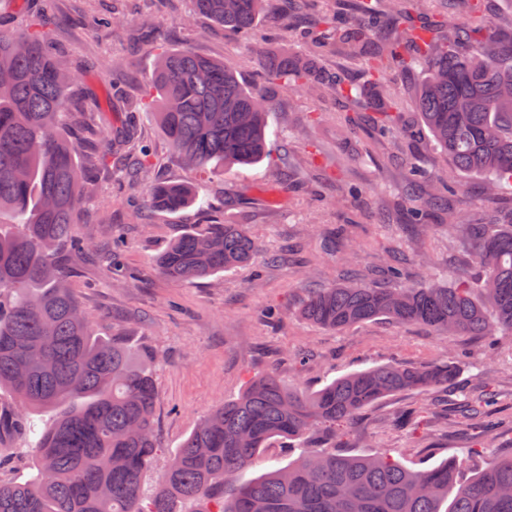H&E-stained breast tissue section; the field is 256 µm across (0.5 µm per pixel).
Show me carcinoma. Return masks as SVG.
<instances>
[{
	"label": "carcinoma",
	"instance_id": "1",
	"mask_svg": "<svg viewBox=\"0 0 512 512\" xmlns=\"http://www.w3.org/2000/svg\"><path fill=\"white\" fill-rule=\"evenodd\" d=\"M191 2L194 14L247 34L266 0ZM381 2L357 0L351 19L323 18L318 38L305 40L302 53L263 52L270 85L317 88L335 98L347 128L368 126L388 139L408 128L385 77L423 63L427 73L410 109L453 171L448 183L408 209L412 222L425 224L443 195L460 194L462 175L486 177L485 199L498 198L512 187V46H503L479 4L460 26L449 24L443 10L407 25L415 0H391L394 28L380 38ZM325 50L363 62V85L326 70L320 63ZM73 81L42 29L0 30V212L23 218L16 231L0 233V389H9L27 413L56 410L44 430L26 421L37 455L24 481H0V512H512V454L462 482L457 462L415 469L385 454L302 448L287 466L240 480L275 439L334 434L388 396L448 386L456 376L448 361L372 366L312 392L273 374L259 376L213 409L161 480L149 483L162 451L154 428V369L116 339L94 335L66 282L61 249L76 256L86 247L71 233L86 198L84 174L77 145L58 122L70 109ZM151 87L138 111L152 114L172 149L201 176L222 177L267 155L272 90L246 88L224 63L188 47L159 54ZM134 141L130 125L105 137L89 162H105L113 148ZM149 198L176 213L197 201V191L153 181ZM446 215L451 230L475 242L483 298L462 273L452 285L418 288L338 283L312 292L300 314L334 330L384 318L441 335L512 332V213L490 212L472 224L450 207ZM257 251L242 225L211 224L169 244L156 267L188 281L246 265ZM379 272L389 282L401 279V259Z\"/></svg>",
	"mask_w": 512,
	"mask_h": 512
}]
</instances>
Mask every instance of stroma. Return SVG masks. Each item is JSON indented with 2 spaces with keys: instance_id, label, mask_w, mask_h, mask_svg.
Here are the masks:
<instances>
[{
  "instance_id": "obj_1",
  "label": "stroma",
  "mask_w": 512,
  "mask_h": 512,
  "mask_svg": "<svg viewBox=\"0 0 512 512\" xmlns=\"http://www.w3.org/2000/svg\"><path fill=\"white\" fill-rule=\"evenodd\" d=\"M290 0H269L248 36L191 15L189 0H0V27L33 20L75 70L76 102L92 106L71 124L83 148L101 145L140 101L157 53L184 45L224 62L245 87H266L255 47L299 50L307 31L328 12L351 16L356 0H305L291 17ZM272 142L255 166L204 179L174 154L145 112L136 142L153 161L132 175L120 159L89 171L90 199L74 226L91 248L71 260L70 285L99 336L115 337L154 359L155 429L163 448L153 477L212 409L237 397L259 375L275 373L291 387L315 391L343 374L374 365L448 360L457 375L448 389L408 392L362 410L337 437L316 434L314 446L352 454L385 453L413 468L476 454L477 469L512 454V332L493 339L439 336L420 325L366 321L342 331L319 327L296 309L316 288L341 282L350 270L370 278L395 256L405 258L402 286L453 281L457 270L482 279L470 248L442 216L432 228L409 224L400 204L448 180L449 158L425 132L379 141L343 126L334 101L313 89L278 90L268 114ZM426 173L417 189L402 174L405 158ZM191 182L195 204L176 213L153 209L152 180ZM364 187L361 197L350 186ZM243 224L261 250L251 264L198 280L175 282L154 270L155 258L186 231ZM493 392L491 424L456 410L463 398ZM20 408L0 390V480H24L32 451L15 426Z\"/></svg>"
}]
</instances>
